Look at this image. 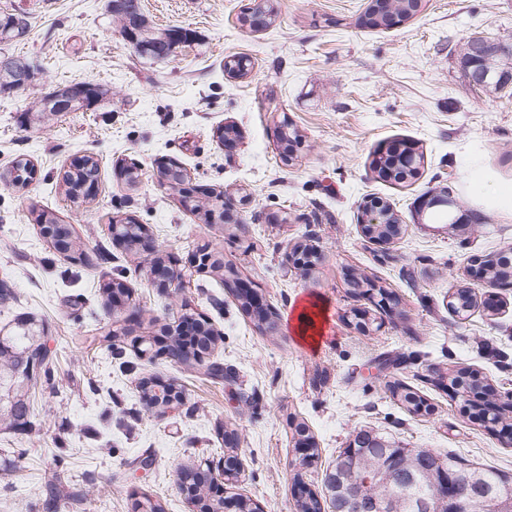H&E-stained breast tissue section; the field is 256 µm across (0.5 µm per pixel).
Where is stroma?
Returning a JSON list of instances; mask_svg holds the SVG:
<instances>
[{"label": "stroma", "mask_w": 512, "mask_h": 512, "mask_svg": "<svg viewBox=\"0 0 512 512\" xmlns=\"http://www.w3.org/2000/svg\"><path fill=\"white\" fill-rule=\"evenodd\" d=\"M251 0H142L151 24L181 26L190 43L164 62L140 56L118 32L106 0H0L27 16L23 40L1 51L26 56L30 92L73 81L107 90L98 105L27 120L29 94L0 96V280L13 299L0 304V328L31 316L47 328L58 353L55 382L39 388L23 430H0V512H44L42 487L54 473L60 512H134L137 497L166 512H193L180 484L186 469L242 462L235 492L261 512H298L295 481L323 494V477L355 431L368 429L405 448H432L480 467L512 472V444L487 428L445 381L477 371L500 400L512 396V288L493 313L474 307L457 316L458 286L475 295L479 262L512 249V215L479 204L468 181L473 162L512 180V90L470 85L459 48L475 33L512 40V0H425L414 19L391 29L360 23L368 0H273L270 27L240 21ZM246 59L230 77L226 60ZM302 146L282 158L281 124ZM240 133L233 151L218 127ZM417 142L420 174L401 185L377 178L372 152L397 139ZM82 155L99 161L95 200L73 205L62 173ZM30 160L35 179L15 187L13 163ZM178 160L192 183L223 193L238 224L204 223L159 178ZM139 165L137 183L119 169ZM449 189L478 223L459 229L440 213L418 214L416 202ZM386 201L403 222L397 243L364 240L359 219L371 198ZM38 206L73 225L90 264L49 247L29 210ZM131 216L150 230L160 253L173 256L185 286L155 288L150 263L117 245L109 218ZM299 242L317 249L310 269L288 262ZM222 254L278 316L259 331L216 273L192 268L202 245ZM363 275L396 295L398 306L351 291ZM123 281L132 306L112 311L102 293ZM378 324L362 334L354 310ZM202 315L218 336L206 368L140 355L141 338L162 339L165 325ZM116 331L118 355L96 337ZM444 380H437V373ZM174 384L185 402L158 416L141 399L143 378ZM398 381L422 396L426 415L409 413L387 389ZM315 456L303 471L297 424ZM235 427V447L224 443Z\"/></svg>", "instance_id": "1"}]
</instances>
